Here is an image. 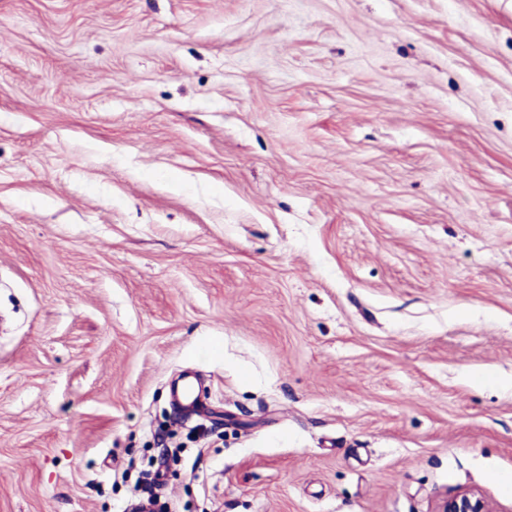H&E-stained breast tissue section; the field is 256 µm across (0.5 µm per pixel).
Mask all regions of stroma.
Instances as JSON below:
<instances>
[{
  "mask_svg": "<svg viewBox=\"0 0 512 512\" xmlns=\"http://www.w3.org/2000/svg\"><path fill=\"white\" fill-rule=\"evenodd\" d=\"M153 459L164 512H512V0H0V512ZM204 396L201 380L195 372H183L171 383V403L180 415V422L204 415ZM432 512H495V510L480 490L462 488L451 497L439 500Z\"/></svg>",
  "mask_w": 512,
  "mask_h": 512,
  "instance_id": "35a3bbf8",
  "label": "stroma"
}]
</instances>
